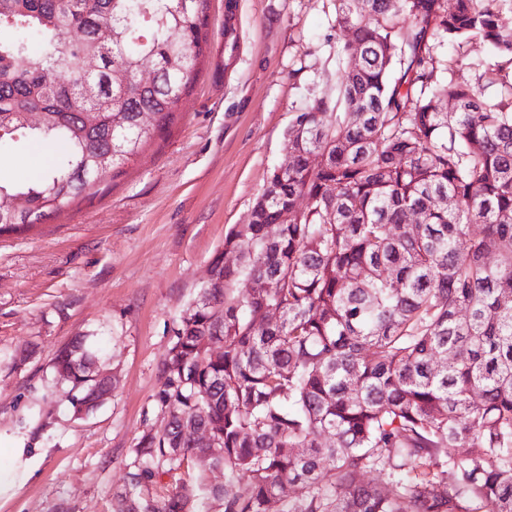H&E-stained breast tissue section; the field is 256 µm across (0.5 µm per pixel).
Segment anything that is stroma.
Wrapping results in <instances>:
<instances>
[{"mask_svg": "<svg viewBox=\"0 0 512 512\" xmlns=\"http://www.w3.org/2000/svg\"><path fill=\"white\" fill-rule=\"evenodd\" d=\"M207 14L210 53L168 133L94 198L0 236V462L12 476L0 512H113L136 437L167 421L154 394L174 318L285 163L309 91L336 88V45L351 34L335 0H209ZM54 155L1 148L0 178H35ZM84 335L113 388L77 418L53 358ZM24 346L34 353L14 368Z\"/></svg>", "mask_w": 512, "mask_h": 512, "instance_id": "35a3bbf8", "label": "stroma"}]
</instances>
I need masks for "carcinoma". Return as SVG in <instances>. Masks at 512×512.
Returning a JSON list of instances; mask_svg holds the SVG:
<instances>
[{
    "label": "carcinoma",
    "instance_id": "cac0c4a2",
    "mask_svg": "<svg viewBox=\"0 0 512 512\" xmlns=\"http://www.w3.org/2000/svg\"><path fill=\"white\" fill-rule=\"evenodd\" d=\"M505 0H336L333 95L288 128L274 169L173 321L115 512H512V28ZM208 0H0V144L65 152L0 180V235L99 192L173 124L208 49ZM112 22V43L97 28ZM478 36L494 62L472 85L445 44ZM152 77H141L145 58ZM128 73L124 86L113 70ZM448 100L455 111L441 109ZM37 110L31 126L25 113ZM155 115L144 122L142 111ZM313 154L325 157L309 167ZM440 196L453 205L436 203ZM291 219L279 223L283 210ZM417 223H405L407 213ZM276 225L273 237L266 228ZM237 262L224 263V254ZM276 321H271V318ZM102 354L78 336L55 372L77 413ZM208 427L217 446L184 434ZM184 470L163 502L132 490ZM224 471V486L208 474ZM297 485L288 500L283 484Z\"/></svg>",
    "mask_w": 512,
    "mask_h": 512
}]
</instances>
